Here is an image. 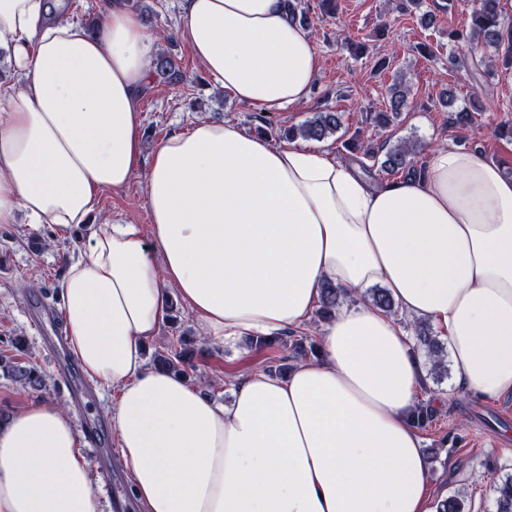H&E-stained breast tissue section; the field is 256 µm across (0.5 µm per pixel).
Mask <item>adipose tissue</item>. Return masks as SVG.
I'll return each instance as SVG.
<instances>
[{
    "mask_svg": "<svg viewBox=\"0 0 512 512\" xmlns=\"http://www.w3.org/2000/svg\"><path fill=\"white\" fill-rule=\"evenodd\" d=\"M66 0H0V224L93 225L60 282L71 352L112 387V430L146 512H435L409 419L428 360L400 317L448 340L464 393L512 394V178L477 150L433 149L379 185L319 147L200 123L146 151L153 40L124 0L95 31ZM178 32L238 101L308 100L320 69L284 0H179ZM143 174L149 233L97 225L99 197ZM383 284L398 309L337 310L320 358L255 370L219 405L145 364L174 289L225 342L306 326L324 284ZM0 512H102L69 414L38 401L0 423Z\"/></svg>",
    "mask_w": 512,
    "mask_h": 512,
    "instance_id": "ef3b65f1",
    "label": "adipose tissue"
}]
</instances>
